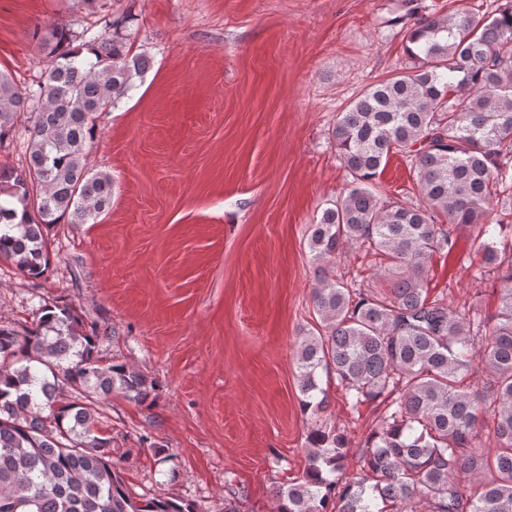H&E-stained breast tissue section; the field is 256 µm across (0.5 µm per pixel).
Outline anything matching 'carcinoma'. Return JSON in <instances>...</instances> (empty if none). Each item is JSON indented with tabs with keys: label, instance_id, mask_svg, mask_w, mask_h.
<instances>
[{
	"label": "carcinoma",
	"instance_id": "1",
	"mask_svg": "<svg viewBox=\"0 0 512 512\" xmlns=\"http://www.w3.org/2000/svg\"><path fill=\"white\" fill-rule=\"evenodd\" d=\"M414 16L400 71L364 89L332 136L352 175L311 225L309 249L326 269L346 243L384 263L386 291L321 276L317 325L296 352L307 435L302 478L275 491L276 512H512V263L489 224L498 187L512 181V0L492 14ZM111 36L65 24L41 35L53 57L21 92L0 72V139L18 112L34 113L27 164L0 170V260L30 278L50 266L47 229L96 224L112 207V177L93 173L86 147L96 114L109 112L150 67L131 53L123 21ZM397 151L411 157L421 203H383L376 179ZM477 225L479 276L494 275V320L430 297L428 263ZM100 337L73 307L41 306L35 328L0 325V512H194L167 497L126 491L95 408L118 392L137 404L154 384L98 356ZM335 376L354 412L377 404L358 451L322 418ZM493 450H481L482 435Z\"/></svg>",
	"mask_w": 512,
	"mask_h": 512
}]
</instances>
